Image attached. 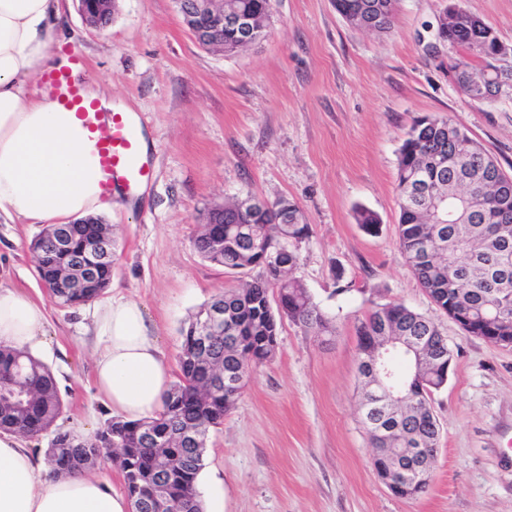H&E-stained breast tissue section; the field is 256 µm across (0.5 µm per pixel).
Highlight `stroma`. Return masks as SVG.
Returning a JSON list of instances; mask_svg holds the SVG:
<instances>
[{"label": "stroma", "mask_w": 512, "mask_h": 512, "mask_svg": "<svg viewBox=\"0 0 512 512\" xmlns=\"http://www.w3.org/2000/svg\"><path fill=\"white\" fill-rule=\"evenodd\" d=\"M512 47V0H399L389 32L355 27L334 0H272L264 38L235 54L201 47L173 0H118L112 22L88 24L61 0L65 53L83 83L140 118L154 180L137 205L103 215L115 240L112 279L99 300L63 306L29 252L41 227L0 219V285L42 306L41 360L65 409L58 429L95 433L112 412L94 386L100 302H139L171 365L181 329L240 277L195 247L212 205L249 196L298 204L310 226L295 278L333 321L314 336L283 321L276 352L251 376L223 425L211 429L197 478L219 512H512V346L466 334L439 311L398 248L399 149L415 120L464 128L512 176V90L465 97L437 36L448 4ZM379 224L365 231L357 209ZM398 303L436 321L452 351L432 395L440 425L427 490L394 494L373 471L361 425L356 328Z\"/></svg>", "instance_id": "stroma-1"}]
</instances>
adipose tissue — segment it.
<instances>
[{
  "label": "adipose tissue",
  "instance_id": "adipose-tissue-1",
  "mask_svg": "<svg viewBox=\"0 0 512 512\" xmlns=\"http://www.w3.org/2000/svg\"><path fill=\"white\" fill-rule=\"evenodd\" d=\"M60 0H0V217L58 224L107 213L88 137L75 111L32 97L61 48ZM42 307L0 287V342L39 353L45 346ZM93 330L102 343L94 383L120 417L154 414L173 376L142 307L122 298L98 308ZM0 512H131L128 498L86 475L44 474L40 459L10 434L0 436Z\"/></svg>",
  "mask_w": 512,
  "mask_h": 512
}]
</instances>
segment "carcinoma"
<instances>
[{"mask_svg": "<svg viewBox=\"0 0 512 512\" xmlns=\"http://www.w3.org/2000/svg\"><path fill=\"white\" fill-rule=\"evenodd\" d=\"M257 17V39L264 36V20L272 0H230ZM78 7L93 21L106 25L112 10L101 0H80ZM438 37L461 51L452 66L457 83L469 95L473 83L482 80L490 63L479 46L499 40L493 28L467 11L448 9L440 19ZM488 171L498 180L476 182L471 189L474 208L452 214L442 213L444 223L434 217L407 181L417 176L421 184L444 199L466 189L465 179ZM506 175L495 160L451 119L424 116L414 122L400 149L397 172L399 203L398 240L401 253L439 310L448 306L466 309L478 317L489 309L499 312L492 326L472 329V335L498 343L500 336H512V186L502 187ZM285 200L268 202L254 209L251 200L224 203V239L213 241L202 228L196 247L209 262L239 273L256 272L244 286L224 292V306L232 314L224 319V335L209 338L206 349L192 334L195 322L207 310L203 305L182 329L180 374L164 395L161 409L139 421L108 418L91 439L52 429L63 412L59 388L51 370L22 351L0 344V433L26 437L49 436L46 454L50 473L68 476L90 470L104 460L122 475L132 512H202L197 478L203 466L205 442L210 429L224 424L240 393L228 389L224 373L250 358L258 366L270 358L268 345L278 335L286 318L306 333L317 336L333 332L331 320L305 286L286 272L277 277L284 262L282 250L289 247L299 259L298 244L307 239L310 225L303 211L288 202V223H282ZM56 225L47 224L30 243L40 277L53 285L51 295L63 305H78L97 298L112 278L109 262L98 264L96 284L91 288H63L58 272L77 257L90 255L92 245L111 234L106 224H73L69 228L70 250L50 247ZM277 290L282 306L269 303L270 290ZM385 318L407 336H426L428 346L441 350V332L432 320L401 304L375 309L357 326L360 357H369L379 320ZM448 364L424 368L423 389L410 390L416 381H402L407 400L396 403V418L403 429L389 431L391 418L372 395L363 392L364 428L370 445L382 448H420L435 451L436 430L431 422L430 401L441 389ZM30 392L33 400L16 402L14 394ZM192 434L194 443L184 446L183 437ZM157 491L148 510L141 508L142 496Z\"/></svg>", "mask_w": 512, "mask_h": 512, "instance_id": "obj_1", "label": "carcinoma"}]
</instances>
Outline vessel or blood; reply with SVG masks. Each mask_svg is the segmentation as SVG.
I'll list each match as a JSON object with an SVG mask.
<instances>
[{
	"label": "vessel or blood",
	"mask_w": 512,
	"mask_h": 512,
	"mask_svg": "<svg viewBox=\"0 0 512 512\" xmlns=\"http://www.w3.org/2000/svg\"><path fill=\"white\" fill-rule=\"evenodd\" d=\"M52 96L76 110L92 134L99 187L103 193L123 189L135 194L152 178L150 154L144 151L137 121L128 112H100L84 106L79 88L69 76L58 75L50 82Z\"/></svg>",
	"instance_id": "vessel-or-blood-1"
}]
</instances>
